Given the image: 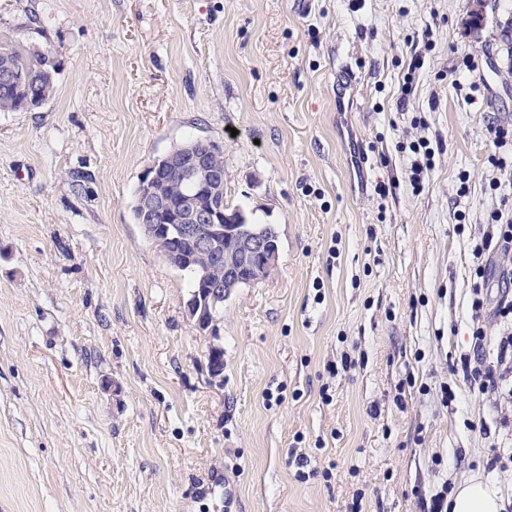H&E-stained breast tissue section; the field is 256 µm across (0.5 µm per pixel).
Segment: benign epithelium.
<instances>
[{"mask_svg": "<svg viewBox=\"0 0 512 512\" xmlns=\"http://www.w3.org/2000/svg\"><path fill=\"white\" fill-rule=\"evenodd\" d=\"M222 148L201 138L185 140L175 150L154 159L139 182V208L149 239L164 248L166 260L177 265L187 259L171 246L184 241L192 256L224 268V281L203 276L200 289L188 302L189 315L199 327L207 325L208 303L213 293L231 297L244 284L268 277L275 270L278 236L271 229L255 231L238 209L224 206V167L213 163ZM182 180L191 191L175 200L159 184Z\"/></svg>", "mask_w": 512, "mask_h": 512, "instance_id": "7a95c632", "label": "benign epithelium"}]
</instances>
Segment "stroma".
<instances>
[{
	"mask_svg": "<svg viewBox=\"0 0 512 512\" xmlns=\"http://www.w3.org/2000/svg\"><path fill=\"white\" fill-rule=\"evenodd\" d=\"M485 2L473 30L469 0H0V34L57 63L51 99L0 112V512H224L226 480L233 512L512 489V376L481 394L455 368L473 249L512 200L490 133L512 125V0ZM193 137L224 151L225 205L279 239L213 332L132 211Z\"/></svg>",
	"mask_w": 512,
	"mask_h": 512,
	"instance_id": "obj_1",
	"label": "stroma"
}]
</instances>
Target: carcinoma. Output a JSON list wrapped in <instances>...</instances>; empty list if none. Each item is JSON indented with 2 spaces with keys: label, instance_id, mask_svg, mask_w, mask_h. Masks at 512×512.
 Here are the masks:
<instances>
[{
  "label": "carcinoma",
  "instance_id": "1",
  "mask_svg": "<svg viewBox=\"0 0 512 512\" xmlns=\"http://www.w3.org/2000/svg\"><path fill=\"white\" fill-rule=\"evenodd\" d=\"M16 69L22 80L0 89V108L7 112L29 110V101L37 97L45 102L55 93L57 65L54 58L35 45H27L0 35V66Z\"/></svg>",
  "mask_w": 512,
  "mask_h": 512
}]
</instances>
